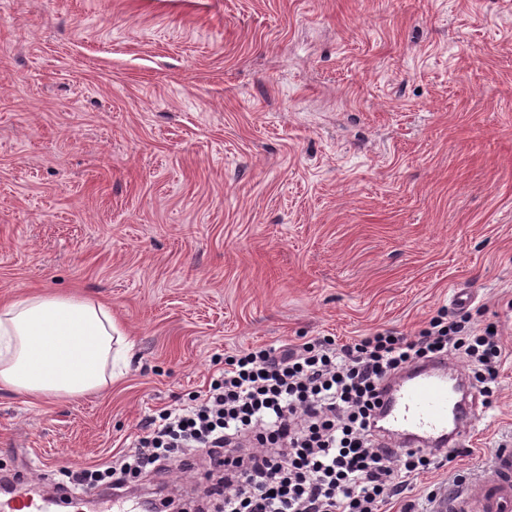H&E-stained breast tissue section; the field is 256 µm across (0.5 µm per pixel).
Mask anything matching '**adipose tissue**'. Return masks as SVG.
I'll return each mask as SVG.
<instances>
[{
  "label": "adipose tissue",
  "mask_w": 512,
  "mask_h": 512,
  "mask_svg": "<svg viewBox=\"0 0 512 512\" xmlns=\"http://www.w3.org/2000/svg\"><path fill=\"white\" fill-rule=\"evenodd\" d=\"M131 347L103 304L33 295L0 305V390L69 401L106 390Z\"/></svg>",
  "instance_id": "obj_1"
}]
</instances>
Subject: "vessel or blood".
<instances>
[{
  "label": "vessel or blood",
  "instance_id": "obj_1",
  "mask_svg": "<svg viewBox=\"0 0 512 512\" xmlns=\"http://www.w3.org/2000/svg\"><path fill=\"white\" fill-rule=\"evenodd\" d=\"M474 413L450 383L447 364L408 371L391 380L378 412L379 431L392 448L435 447L464 441ZM492 512H512V447L497 449Z\"/></svg>",
  "mask_w": 512,
  "mask_h": 512
}]
</instances>
